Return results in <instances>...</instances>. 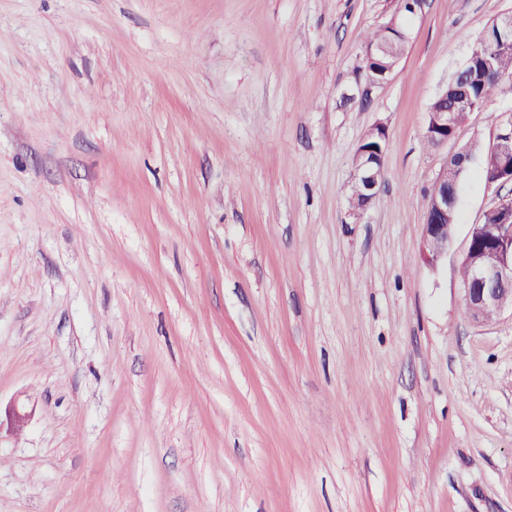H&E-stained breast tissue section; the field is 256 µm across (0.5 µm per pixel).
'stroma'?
Segmentation results:
<instances>
[{"mask_svg":"<svg viewBox=\"0 0 512 512\" xmlns=\"http://www.w3.org/2000/svg\"><path fill=\"white\" fill-rule=\"evenodd\" d=\"M397 6L0 0V512H512V311L458 279L512 184L471 163L438 267L422 227L447 157L512 130L511 80L426 140L512 0H426L368 84ZM455 116L456 112H452L448 108H430L426 137L437 146L448 144V140L454 136L456 131ZM448 129L450 135H448ZM377 134L379 138L384 139L387 130L383 125H375L367 133L361 144L359 145L353 160V173L350 188L355 196L361 200L358 208L351 209L350 215L354 218L360 217L367 209L371 201L375 198L378 190L384 180V151H376L371 148L364 147V144L370 137ZM377 146V142L369 141L366 146Z\"/></svg>","mask_w":512,"mask_h":512,"instance_id":"obj_1","label":"stroma"}]
</instances>
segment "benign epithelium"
Here are the masks:
<instances>
[{
    "label": "benign epithelium",
    "instance_id": "7a95c632",
    "mask_svg": "<svg viewBox=\"0 0 512 512\" xmlns=\"http://www.w3.org/2000/svg\"><path fill=\"white\" fill-rule=\"evenodd\" d=\"M482 39L489 47L512 48V13L501 16L486 28ZM455 116L456 113L446 108L430 109L426 137L437 146L448 143L455 134ZM487 153L495 165L489 167L485 184L512 182V133L500 135L487 147ZM384 155L385 152L362 144L356 151L350 188L360 198L361 205L350 211L354 218L364 213L378 193L383 182ZM451 157L455 163H446L425 210L424 261L432 268L448 254L454 237L455 225L450 223V215L456 209L457 193H448V187L458 189L459 180L475 154L465 146ZM490 215L495 216V222L472 226L460 267L466 308L476 322H485L505 308H512V196L500 198L484 213L486 217Z\"/></svg>",
    "mask_w": 512,
    "mask_h": 512
}]
</instances>
